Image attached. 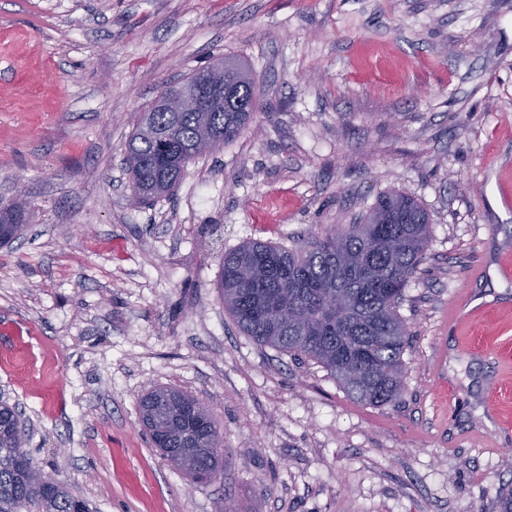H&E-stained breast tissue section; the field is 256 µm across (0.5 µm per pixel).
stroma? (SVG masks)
<instances>
[{"label":"stroma","mask_w":512,"mask_h":512,"mask_svg":"<svg viewBox=\"0 0 512 512\" xmlns=\"http://www.w3.org/2000/svg\"><path fill=\"white\" fill-rule=\"evenodd\" d=\"M259 94L244 133L132 206L135 115L214 57ZM429 213L400 313L405 388L359 403L242 333L226 253L293 249L385 192ZM512 0H0V400L93 512H496L512 485ZM501 382L499 417L486 388ZM172 386L224 436L217 478L152 448L139 399ZM24 220L25 210L21 203H18L10 208L3 209L2 217H0L1 242L10 243L15 239H18L23 234Z\"/></svg>","instance_id":"obj_1"}]
</instances>
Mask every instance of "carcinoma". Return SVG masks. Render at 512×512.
<instances>
[{
    "instance_id": "cac0c4a2",
    "label": "carcinoma",
    "mask_w": 512,
    "mask_h": 512,
    "mask_svg": "<svg viewBox=\"0 0 512 512\" xmlns=\"http://www.w3.org/2000/svg\"><path fill=\"white\" fill-rule=\"evenodd\" d=\"M224 108L140 112L128 140L127 168L144 200L179 183V164L238 138L253 115L255 85L246 66L226 57ZM18 203L0 211V241L23 234ZM430 216L400 192L379 196L355 224L324 231L307 250L246 242L224 255V309L260 346L315 361L354 400L381 406L404 392L410 332L399 312L430 241ZM198 403L173 387L140 399V421L154 447L193 480L213 479L223 439L212 415L184 413ZM14 407L0 405V512H90L87 502L36 466Z\"/></svg>"
}]
</instances>
